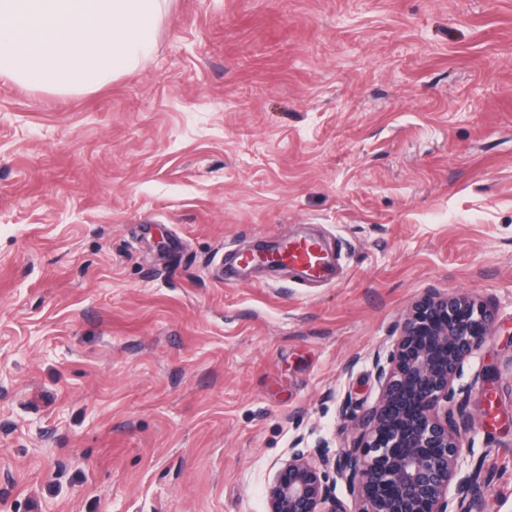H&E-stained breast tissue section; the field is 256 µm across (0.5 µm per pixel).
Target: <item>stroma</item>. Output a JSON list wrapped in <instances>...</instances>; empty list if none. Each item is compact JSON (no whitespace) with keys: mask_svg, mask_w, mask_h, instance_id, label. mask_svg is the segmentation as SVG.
Segmentation results:
<instances>
[{"mask_svg":"<svg viewBox=\"0 0 512 512\" xmlns=\"http://www.w3.org/2000/svg\"><path fill=\"white\" fill-rule=\"evenodd\" d=\"M316 235L337 277L227 278ZM494 306L470 512H512V0H166L96 88L0 78V512H266L414 300Z\"/></svg>","mask_w":512,"mask_h":512,"instance_id":"35a3bbf8","label":"stroma"}]
</instances>
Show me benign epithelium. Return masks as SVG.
Instances as JSON below:
<instances>
[{
  "mask_svg": "<svg viewBox=\"0 0 512 512\" xmlns=\"http://www.w3.org/2000/svg\"><path fill=\"white\" fill-rule=\"evenodd\" d=\"M496 310L464 292L426 291L408 310L386 359H373L380 392L358 416L352 444L295 441L268 483L267 512H462L466 472L464 364L493 335ZM348 485L336 496L328 467Z\"/></svg>",
  "mask_w": 512,
  "mask_h": 512,
  "instance_id": "7a95c632",
  "label": "benign epithelium"
}]
</instances>
